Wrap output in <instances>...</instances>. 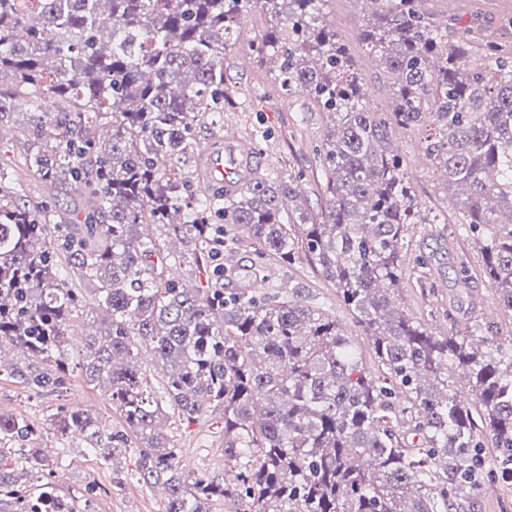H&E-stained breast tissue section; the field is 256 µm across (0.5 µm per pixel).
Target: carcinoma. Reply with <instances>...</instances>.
Listing matches in <instances>:
<instances>
[{"label":"carcinoma","mask_w":512,"mask_h":512,"mask_svg":"<svg viewBox=\"0 0 512 512\" xmlns=\"http://www.w3.org/2000/svg\"><path fill=\"white\" fill-rule=\"evenodd\" d=\"M325 2L0 0V127L30 107L14 134L24 153L0 161V349L37 362L0 358V373L35 392L60 388L76 317L94 300L98 327L80 365L123 429L65 409L52 424L105 459L141 448L137 481L166 485L165 512H208L214 496L246 512H464L491 477L483 438L501 467L512 464V346L476 316L448 317L441 334L402 306L419 201L391 149L396 130L422 131L448 189L466 192L456 223L482 243L481 273L512 320V51L470 29L448 41L423 0H372L359 37L388 95L387 110H374ZM250 10L275 22L255 50L281 90L305 88L326 117L315 223L289 210L291 175L198 197L197 127L224 118V48ZM16 169L54 198L79 192L80 220L22 200ZM150 225L184 241L206 284L168 275L176 256L143 233ZM245 237L256 245L250 265L225 268ZM301 243L371 342L379 374L305 285L256 290L268 256L290 264ZM236 277L248 287L224 286ZM144 347L167 375L160 397L137 363ZM166 407L187 419L224 414L233 482L179 472ZM34 436L28 420L0 415V442ZM51 474L33 448L25 466L0 457V512H90V495L81 505L57 495Z\"/></svg>","instance_id":"1"}]
</instances>
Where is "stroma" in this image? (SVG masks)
Listing matches in <instances>:
<instances>
[{"mask_svg":"<svg viewBox=\"0 0 512 512\" xmlns=\"http://www.w3.org/2000/svg\"><path fill=\"white\" fill-rule=\"evenodd\" d=\"M424 10L432 21L453 19L455 28L484 25L501 44L512 46V28L501 25L502 16L512 15V0H425ZM329 23L348 44L355 66L365 78L366 99L375 110H384L386 94L379 81L380 69L372 54L359 40L358 31L371 12L365 0H326L323 7ZM268 16L252 11L247 23L237 25L224 51V86L228 97L225 115L231 116L241 137L252 141L259 154L272 157L270 176L294 174L299 178L301 198L294 207L319 213L325 199V180L313 167L326 132V118L306 92L282 93L271 66L252 50L266 33ZM392 146L405 161L406 178L421 202L420 223L409 225L405 240L403 296L408 311L430 327L447 324L449 316L481 315L483 322L500 325L499 342H512V327L502 324L500 315H487L494 305L493 291L483 280L461 287L457 272L461 262L478 265L481 253L461 228L434 223L438 214L453 215L459 192L448 190L427 159L423 137L417 132H398ZM429 256L435 294L421 297L411 273L415 256ZM271 284L294 276L310 289L317 302L332 312L345 334L371 357V345L362 336L350 314L337 302L334 290L306 254H298L292 266L268 263ZM80 409L94 414L108 430H118L122 421L112 409L107 394L86 382L79 369H70L62 390L35 393L9 375L0 376V415L17 416L33 423L38 435L33 442L47 457L59 458L52 481L59 495L92 491V512H164L166 497L157 485L133 480L140 456L137 448L126 449L109 462L87 449L79 434L56 435L50 420L57 408ZM165 431L182 472L224 478V422L215 416L194 420L173 418ZM466 512H512V479L495 478L470 499Z\"/></svg>","mask_w":512,"mask_h":512,"instance_id":"1","label":"stroma"}]
</instances>
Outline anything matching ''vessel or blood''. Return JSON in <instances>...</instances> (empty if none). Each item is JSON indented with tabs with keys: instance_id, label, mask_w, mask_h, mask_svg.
I'll use <instances>...</instances> for the list:
<instances>
[{
	"instance_id": "vessel-or-blood-1",
	"label": "vessel or blood",
	"mask_w": 512,
	"mask_h": 512,
	"mask_svg": "<svg viewBox=\"0 0 512 512\" xmlns=\"http://www.w3.org/2000/svg\"><path fill=\"white\" fill-rule=\"evenodd\" d=\"M203 161L207 169L204 189H211L212 185L217 184L230 196L251 179L255 169L263 165L265 159L239 136L227 132L205 150Z\"/></svg>"
}]
</instances>
